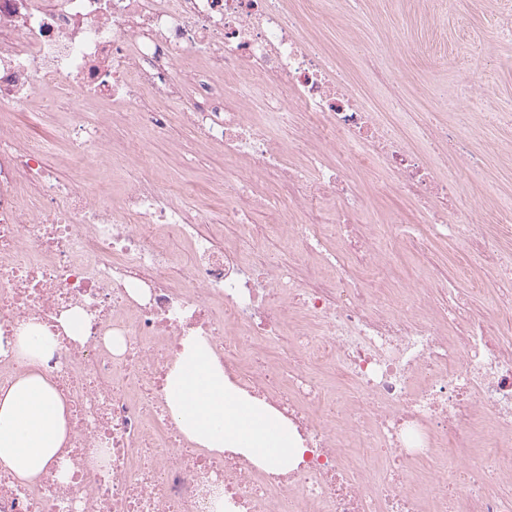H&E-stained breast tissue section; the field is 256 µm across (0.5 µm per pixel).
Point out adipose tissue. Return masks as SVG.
Segmentation results:
<instances>
[{"mask_svg":"<svg viewBox=\"0 0 512 512\" xmlns=\"http://www.w3.org/2000/svg\"><path fill=\"white\" fill-rule=\"evenodd\" d=\"M41 327H20L13 353L31 369L0 389V463L35 482L54 460L66 437V406L36 365L53 345ZM167 398L181 431L201 448H237L270 465L296 461V438L286 426L240 398L224 379V368L198 336L182 341L167 376Z\"/></svg>","mask_w":512,"mask_h":512,"instance_id":"obj_1","label":"adipose tissue"}]
</instances>
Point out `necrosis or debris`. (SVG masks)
<instances>
[{
    "label": "necrosis or debris",
    "instance_id": "necrosis-or-debris-1",
    "mask_svg": "<svg viewBox=\"0 0 512 512\" xmlns=\"http://www.w3.org/2000/svg\"><path fill=\"white\" fill-rule=\"evenodd\" d=\"M329 16L288 0H0V344L25 323L68 411L61 463L35 484L0 464V512H512V312L473 323L431 262L461 241L512 301V253L463 209L480 166L456 129L413 140L321 46ZM58 126L70 176L23 113ZM224 156L197 200L158 174L149 138ZM97 167L132 179L86 188ZM416 206L366 223L369 201ZM263 213L264 223L253 221ZM412 253L422 277L398 278ZM82 313L81 339L62 325ZM187 336L243 397L287 424L286 469L197 447L168 406Z\"/></svg>",
    "mask_w": 512,
    "mask_h": 512
}]
</instances>
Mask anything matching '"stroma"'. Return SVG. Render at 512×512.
I'll return each mask as SVG.
<instances>
[{"mask_svg":"<svg viewBox=\"0 0 512 512\" xmlns=\"http://www.w3.org/2000/svg\"><path fill=\"white\" fill-rule=\"evenodd\" d=\"M335 22L320 38L335 53L353 87L367 86L352 54L355 41L365 38L386 43L398 60L392 80L406 112L414 119L452 123L442 108L445 94L453 92L459 72L482 73L478 96L468 101V147L486 153L473 179V188L495 185L499 194L512 195V0H330ZM500 113L492 126L482 115ZM434 261L448 272V285L468 291V303L476 315L497 314L496 284L484 282L471 292L457 271L474 265L470 250L460 243L435 246Z\"/></svg>","mask_w":512,"mask_h":512,"instance_id":"35a3bbf8","label":"stroma"}]
</instances>
